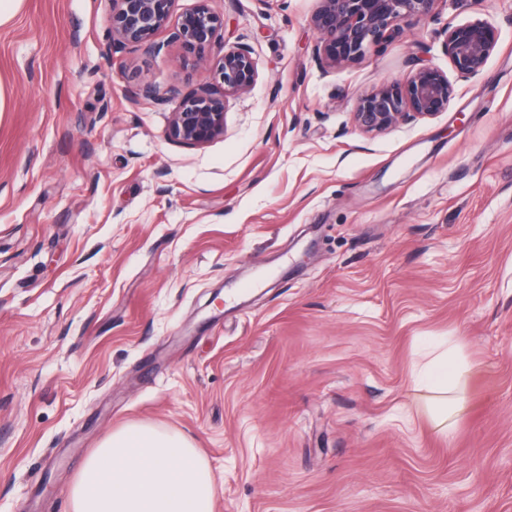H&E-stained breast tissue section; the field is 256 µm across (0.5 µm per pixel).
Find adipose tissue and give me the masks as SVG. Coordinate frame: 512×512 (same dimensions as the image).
I'll use <instances>...</instances> for the list:
<instances>
[{"mask_svg":"<svg viewBox=\"0 0 512 512\" xmlns=\"http://www.w3.org/2000/svg\"><path fill=\"white\" fill-rule=\"evenodd\" d=\"M214 493L212 471L189 438L130 424L83 459L70 512H212Z\"/></svg>","mask_w":512,"mask_h":512,"instance_id":"ef3b65f1","label":"adipose tissue"}]
</instances>
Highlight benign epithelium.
<instances>
[{
	"label": "benign epithelium",
	"instance_id": "obj_1",
	"mask_svg": "<svg viewBox=\"0 0 512 512\" xmlns=\"http://www.w3.org/2000/svg\"><path fill=\"white\" fill-rule=\"evenodd\" d=\"M112 36L123 45L146 54L155 52L156 35L165 29L175 0H108ZM437 0H318L311 24L321 35L317 55L334 67L361 59L390 36L400 23L430 15ZM224 28V16L209 7V0L179 16L171 39L188 52L201 53ZM497 45L495 27L482 19L444 31V49L458 74L477 76ZM257 68L250 52L239 47L224 50L212 70V82L201 93L177 104L170 126L173 139L202 145L224 131L225 97L250 88ZM452 93L448 76L439 68L424 66L403 82L383 83L358 98L356 125L367 133H381L393 126L434 118L447 111Z\"/></svg>",
	"mask_w": 512,
	"mask_h": 512
}]
</instances>
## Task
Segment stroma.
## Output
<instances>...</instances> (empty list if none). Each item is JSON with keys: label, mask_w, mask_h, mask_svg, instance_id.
I'll return each mask as SVG.
<instances>
[{"label": "stroma", "mask_w": 512, "mask_h": 512, "mask_svg": "<svg viewBox=\"0 0 512 512\" xmlns=\"http://www.w3.org/2000/svg\"><path fill=\"white\" fill-rule=\"evenodd\" d=\"M317 5L210 0L200 57L165 31L118 44L108 0H24L0 26V512H69L131 422L193 441L213 512H512V0H437L331 69ZM475 19L498 43L466 79L444 31ZM231 46L254 85L222 134L172 140ZM423 66L446 112L355 125ZM444 350L472 366L445 434L414 382Z\"/></svg>", "instance_id": "obj_1"}]
</instances>
